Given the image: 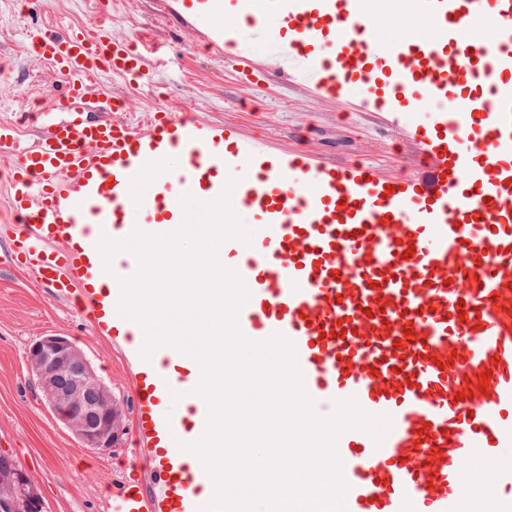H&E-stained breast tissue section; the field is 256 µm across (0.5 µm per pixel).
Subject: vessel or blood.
<instances>
[{"label":"vessel or blood","mask_w":512,"mask_h":512,"mask_svg":"<svg viewBox=\"0 0 512 512\" xmlns=\"http://www.w3.org/2000/svg\"><path fill=\"white\" fill-rule=\"evenodd\" d=\"M363 2L243 0L242 8L280 16L295 31L272 45L270 72L320 96L358 87L353 106L417 147L426 163L419 176L278 151L189 113L158 111L142 131L121 119L120 100L115 118L76 117L95 77L141 75V54L105 24L93 38H31L34 57L69 73L54 108L72 118L25 151L17 128L0 123V156L12 160L10 210L29 227L12 251L121 346L130 367L127 450L148 476L117 485L112 512H198L215 486L185 449L207 426L195 392L201 367L169 345L143 357V328L118 313L119 281L136 273L137 260L130 254L105 270L98 242L136 229L172 233L183 194L214 200L232 179L238 207L260 218L250 242H224L250 293L241 333L293 344L317 416L352 399L391 421L382 441L360 429L337 439L347 512H469L462 479L474 460L487 461L486 482L512 491V464L502 461L512 448V0H414L433 35L390 44L357 40ZM475 27L497 29L498 40L474 41ZM212 41L236 49L237 60L250 57L240 31H215ZM417 100L436 107L407 121ZM176 154L187 174L174 180ZM147 175L154 191L131 194ZM337 327L343 335L332 336ZM407 327L413 338L396 350Z\"/></svg>","instance_id":"b4317fda"}]
</instances>
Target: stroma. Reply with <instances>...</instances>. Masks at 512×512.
<instances>
[{
  "mask_svg": "<svg viewBox=\"0 0 512 512\" xmlns=\"http://www.w3.org/2000/svg\"><path fill=\"white\" fill-rule=\"evenodd\" d=\"M167 0H0V122L17 126L19 146L34 147L45 127L64 120L51 103L68 78L31 58L34 32L72 28L94 33L102 11L113 37L146 60L137 78L106 74L93 81L85 117L111 118L109 101L131 100L129 119L146 128L154 112L190 111L211 124L232 123L280 147L304 149L336 163L365 161L384 173L417 172L423 164L402 139L343 100L318 98L283 78L252 86L234 58L208 44L217 28L234 27L225 13H169ZM412 0H375L367 27L384 42L401 38L413 18ZM8 164L0 160V448L8 450L38 486L43 512H111L112 488L139 464L121 448L83 444L44 402L27 369L41 337H66L91 362L120 401H128L127 366L110 338L97 334L79 308L42 281L34 266L15 259L12 239L25 225L10 221Z\"/></svg>",
  "mask_w": 512,
  "mask_h": 512,
  "instance_id": "obj_1",
  "label": "stroma"
}]
</instances>
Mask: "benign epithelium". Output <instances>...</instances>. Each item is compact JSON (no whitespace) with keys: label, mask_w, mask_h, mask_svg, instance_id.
Segmentation results:
<instances>
[{"label":"benign epithelium","mask_w":512,"mask_h":512,"mask_svg":"<svg viewBox=\"0 0 512 512\" xmlns=\"http://www.w3.org/2000/svg\"><path fill=\"white\" fill-rule=\"evenodd\" d=\"M29 375L58 420L85 445L112 447L120 425L117 401L84 353L62 336L37 341L27 357ZM0 512H43L31 477L0 449Z\"/></svg>","instance_id":"7a95c632"}]
</instances>
